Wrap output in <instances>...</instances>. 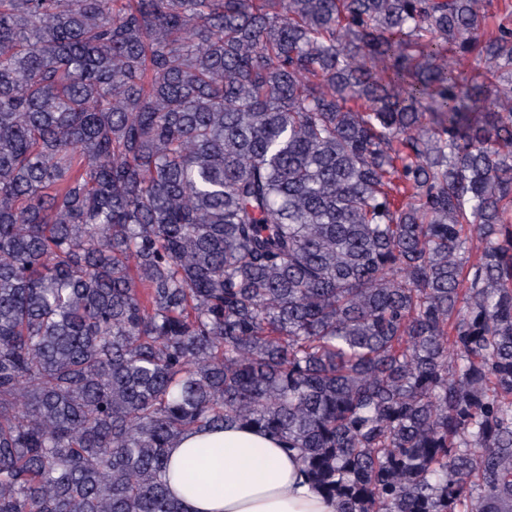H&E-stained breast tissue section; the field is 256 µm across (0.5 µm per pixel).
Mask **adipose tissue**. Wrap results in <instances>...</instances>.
<instances>
[{"instance_id":"adipose-tissue-1","label":"adipose tissue","mask_w":512,"mask_h":512,"mask_svg":"<svg viewBox=\"0 0 512 512\" xmlns=\"http://www.w3.org/2000/svg\"><path fill=\"white\" fill-rule=\"evenodd\" d=\"M168 485L185 512H336L269 433L228 427L177 437Z\"/></svg>"}]
</instances>
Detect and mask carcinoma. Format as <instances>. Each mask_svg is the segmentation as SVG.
Returning <instances> with one entry per match:
<instances>
[{
	"mask_svg": "<svg viewBox=\"0 0 512 512\" xmlns=\"http://www.w3.org/2000/svg\"><path fill=\"white\" fill-rule=\"evenodd\" d=\"M233 425L512 512V0H0V512Z\"/></svg>",
	"mask_w": 512,
	"mask_h": 512,
	"instance_id": "cac0c4a2",
	"label": "carcinoma"
}]
</instances>
